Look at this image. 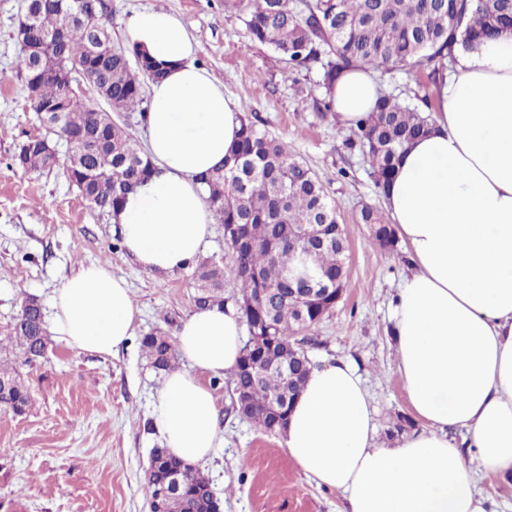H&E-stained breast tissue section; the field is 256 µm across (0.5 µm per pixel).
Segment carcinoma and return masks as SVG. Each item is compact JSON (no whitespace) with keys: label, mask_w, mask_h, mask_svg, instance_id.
I'll use <instances>...</instances> for the list:
<instances>
[{"label":"carcinoma","mask_w":512,"mask_h":512,"mask_svg":"<svg viewBox=\"0 0 512 512\" xmlns=\"http://www.w3.org/2000/svg\"><path fill=\"white\" fill-rule=\"evenodd\" d=\"M31 27L18 38V69L34 112L47 120L48 132L69 145L66 160L39 148V138L25 141L14 164L26 172L62 165L68 181L94 208L111 213L126 195L147 179L154 166L127 129L88 104H71L63 71H80L85 83L112 103L114 112L145 114L139 76L150 80L160 70L149 56L132 50L91 56L90 47L111 40L112 7L99 0L95 12L71 14V0H30ZM246 10L245 25L253 38L267 45L288 68L314 63L322 71L323 108L334 111L336 79L355 67L373 70L420 71L438 60L454 59V49H467L485 39L512 34V0H224V10ZM38 45L53 60L43 67L29 46ZM431 128L419 106L387 93L379 94L372 112L350 128L346 147L359 149L371 164L376 188H386L407 147ZM208 187L206 202L224 225L227 258L197 260L192 271L194 305H224V274L238 293L232 297L248 329L242 355L230 372L232 390L249 394L242 416L271 433L278 410L293 403L296 384H305L312 368L304 332L322 320V305L314 298L287 299L277 292L288 287V273L300 259L311 256L317 277L326 281L340 274L339 242L347 239L344 225L326 199L316 174L288 151L287 145L257 127L251 114L241 118L240 137L224 161L201 176ZM360 222L376 226V242L390 246L397 238L384 212L365 206ZM273 347V355L288 364L289 378L280 372L259 375L246 365L254 337ZM48 329L43 307L26 298L19 314L0 328V416L25 414L31 395L20 368L45 354ZM142 352L158 373L176 369L169 333L158 329L140 339ZM180 470V491L167 512H210L211 484L199 469L170 454L151 450L144 489L153 497L170 472Z\"/></svg>","instance_id":"obj_1"}]
</instances>
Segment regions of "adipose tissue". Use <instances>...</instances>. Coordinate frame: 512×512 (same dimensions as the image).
<instances>
[{"instance_id": "obj_1", "label": "adipose tissue", "mask_w": 512, "mask_h": 512, "mask_svg": "<svg viewBox=\"0 0 512 512\" xmlns=\"http://www.w3.org/2000/svg\"><path fill=\"white\" fill-rule=\"evenodd\" d=\"M126 32L168 71L152 83L145 114L155 171L112 221L143 271L173 274L211 235L199 177L235 145L242 107L197 64L198 45L173 13L135 11ZM436 96L431 132L405 150L384 198L410 264L392 313L397 371L422 427L380 445L362 378L338 359L312 370L284 433L288 457L341 494L344 512H489L478 475L512 476V35L457 49ZM333 97L337 124L356 125L377 99L371 70L342 74ZM50 307L55 333L80 352L112 354L137 326L127 282L97 264L65 279ZM244 329L236 307L215 305L194 309L176 334L186 366L166 374L152 417L189 465L222 440L204 379L236 366ZM456 429L475 458L463 455Z\"/></svg>"}]
</instances>
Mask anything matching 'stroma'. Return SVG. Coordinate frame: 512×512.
<instances>
[{"label": "stroma", "mask_w": 512, "mask_h": 512, "mask_svg": "<svg viewBox=\"0 0 512 512\" xmlns=\"http://www.w3.org/2000/svg\"><path fill=\"white\" fill-rule=\"evenodd\" d=\"M112 44L128 49L132 10L162 7L198 42L197 61L223 81L258 125L322 181L348 236V284L313 328L314 366L350 360L376 410L378 438L411 408L397 372L390 333L393 300L408 272L404 245L387 252L360 221L363 206L382 207L369 161L349 151L348 130L322 114L319 66L288 70L255 42L224 0H111ZM25 0H0V326L24 297L47 303L80 266L96 263L124 278L140 311L138 335L110 356L79 352L52 337L44 359L24 373L32 402L25 415L0 418V512H149L143 475L160 437L152 403L164 377L146 366L140 335L162 327L163 315L184 320L194 308L190 270L154 276L124 252L110 214L92 209L61 169L25 173L12 157L27 138L46 132L24 92L17 68V25ZM382 91L408 98L434 95L426 74L378 71ZM224 444L199 469L223 512H340L336 492L317 487L294 463L284 438L269 435L231 411L226 377L212 381Z\"/></svg>", "instance_id": "stroma-1"}]
</instances>
